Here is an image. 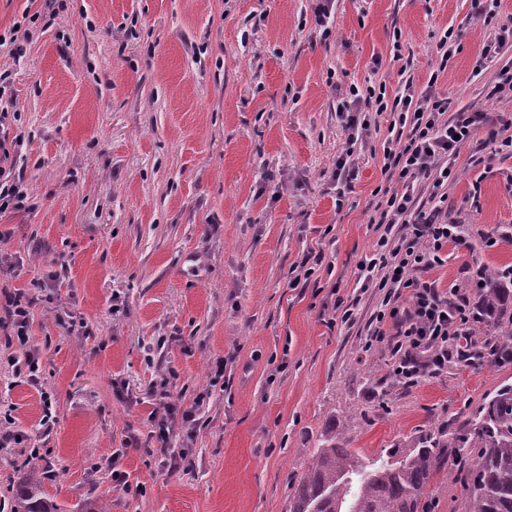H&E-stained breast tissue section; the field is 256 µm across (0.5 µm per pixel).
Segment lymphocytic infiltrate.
<instances>
[{
    "mask_svg": "<svg viewBox=\"0 0 512 512\" xmlns=\"http://www.w3.org/2000/svg\"><path fill=\"white\" fill-rule=\"evenodd\" d=\"M342 102L350 141L369 136L377 115L390 116L383 142V170L395 178L398 187L376 189L380 217L378 237L368 255L360 261V288L380 291L372 315L374 323L365 349L384 345L393 372L407 384L417 383L423 371L437 372L448 361V353L460 346L476 315L466 296L448 300L434 284L423 281L422 273L448 260L446 248H469L461 225L449 222L442 212L444 189L455 177V158L462 144L487 123L483 112L452 110L449 99L417 95L412 82H405L394 98L368 86L349 87ZM365 104L366 115L353 112ZM428 196L431 206L423 208L420 198ZM26 293L10 296L5 310L12 320L19 344L28 348L26 365L31 384H39V352L29 348L30 308ZM168 379L156 384L157 406L151 414L154 436L162 441L159 464L166 471L177 470L190 453L189 448H170L166 441L177 431L193 434L197 412L210 397L196 394L189 406L170 402Z\"/></svg>",
    "mask_w": 512,
    "mask_h": 512,
    "instance_id": "1",
    "label": "lymphocytic infiltrate"
}]
</instances>
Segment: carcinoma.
I'll list each match as a JSON object with an SVG mask.
<instances>
[{
  "label": "carcinoma",
  "instance_id": "carcinoma-1",
  "mask_svg": "<svg viewBox=\"0 0 512 512\" xmlns=\"http://www.w3.org/2000/svg\"><path fill=\"white\" fill-rule=\"evenodd\" d=\"M475 285L478 320L495 329V339H470L461 356L491 364L512 358V315L504 292L512 272L487 270ZM314 451L310 465L288 496V512H428L430 485L439 475L452 479L450 448L479 449L463 482L470 512H512V383L484 397L461 427L420 430L405 454L366 460L338 444L336 424ZM44 474L30 467L10 490V512H59L44 488Z\"/></svg>",
  "mask_w": 512,
  "mask_h": 512
}]
</instances>
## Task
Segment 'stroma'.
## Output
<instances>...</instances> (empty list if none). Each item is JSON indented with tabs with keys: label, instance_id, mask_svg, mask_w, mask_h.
<instances>
[{
	"label": "stroma",
	"instance_id": "stroma-1",
	"mask_svg": "<svg viewBox=\"0 0 512 512\" xmlns=\"http://www.w3.org/2000/svg\"><path fill=\"white\" fill-rule=\"evenodd\" d=\"M316 6L0 0V32L39 16L20 56L0 51V112L22 140L15 176L28 194L0 215V294L33 299L41 379L8 364L24 351L0 328V410L51 463L45 489L61 512H287L329 421L371 459L512 383L511 361L453 351L406 386L384 347L365 349L379 292L355 283L377 237L388 123L352 144L336 110L350 85L382 84L391 98L409 80L487 113L443 204L471 247L449 248L424 278L448 296L481 270L511 269L512 154L489 138L512 122V97L489 93L498 63L473 67L489 35L512 26V0L490 20L482 0H335L324 28ZM307 260L313 276L289 288ZM339 297L355 301L353 322L341 323ZM164 377L181 405L212 391L173 472L158 467L149 419ZM44 392L56 408L48 431ZM116 465L143 494L113 491Z\"/></svg>",
	"mask_w": 512,
	"mask_h": 512
}]
</instances>
